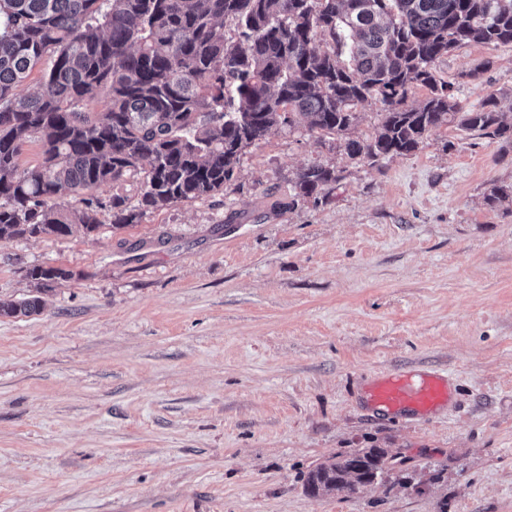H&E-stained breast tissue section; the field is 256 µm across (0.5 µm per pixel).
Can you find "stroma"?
<instances>
[{
	"mask_svg": "<svg viewBox=\"0 0 512 512\" xmlns=\"http://www.w3.org/2000/svg\"><path fill=\"white\" fill-rule=\"evenodd\" d=\"M434 72L512 121V45ZM314 163L342 180L290 204ZM511 185L512 143L445 125L376 167L278 130L215 196L0 240L2 301L34 295L24 267L73 273L0 316V512H512V198L487 201ZM398 371L447 374L449 403L374 411ZM356 448L409 483L311 497L309 469ZM45 305L42 296L34 295L18 301H0V316H31L41 313Z\"/></svg>",
	"mask_w": 512,
	"mask_h": 512,
	"instance_id": "stroma-1",
	"label": "stroma"
}]
</instances>
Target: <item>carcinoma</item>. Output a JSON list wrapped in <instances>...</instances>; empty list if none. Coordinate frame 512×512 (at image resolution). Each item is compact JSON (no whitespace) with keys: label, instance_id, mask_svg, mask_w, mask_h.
<instances>
[{"label":"carcinoma","instance_id":"obj_1","mask_svg":"<svg viewBox=\"0 0 512 512\" xmlns=\"http://www.w3.org/2000/svg\"><path fill=\"white\" fill-rule=\"evenodd\" d=\"M470 42L512 44V0H0V239L65 236L74 224L94 232L102 210L121 228L210 197L276 130L335 134L372 165L417 151L443 124L511 142L495 96L461 112L434 74ZM36 69L37 91L16 93ZM417 86L429 95L408 107ZM369 98L383 109L376 132L348 137ZM29 143L40 146L31 166ZM135 174L138 205L95 195ZM338 181L336 169L311 165L293 201ZM66 192L83 207L61 208ZM26 277L37 294L0 301V316L41 313V294L72 273L33 266ZM398 464L385 448H359L309 470L306 490L353 493Z\"/></svg>","mask_w":512,"mask_h":512}]
</instances>
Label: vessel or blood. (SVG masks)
Here are the masks:
<instances>
[{
  "label": "vessel or blood",
  "mask_w": 512,
  "mask_h": 512,
  "mask_svg": "<svg viewBox=\"0 0 512 512\" xmlns=\"http://www.w3.org/2000/svg\"><path fill=\"white\" fill-rule=\"evenodd\" d=\"M370 400L373 407L387 412L425 415L447 403L448 379L436 372L392 374L371 388Z\"/></svg>",
  "instance_id": "b4317fda"
}]
</instances>
